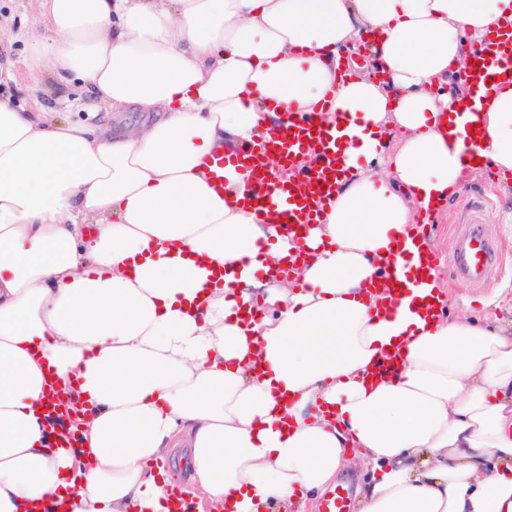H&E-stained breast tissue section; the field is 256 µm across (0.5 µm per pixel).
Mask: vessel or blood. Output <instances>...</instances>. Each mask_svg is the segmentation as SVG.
Returning <instances> with one entry per match:
<instances>
[{
    "mask_svg": "<svg viewBox=\"0 0 512 512\" xmlns=\"http://www.w3.org/2000/svg\"><path fill=\"white\" fill-rule=\"evenodd\" d=\"M475 62L476 77L484 82L498 76L499 72H512V29L491 39ZM348 136L343 121L326 126L318 120L316 113L293 112L288 116L287 130L270 133L263 147L288 159L307 148H316L313 164L300 173L297 181L288 184L268 181L259 154L248 148L228 156H214L212 178L215 184H222L225 167H234L251 188L250 195L243 199L244 206L265 214L278 224L293 228L311 224L315 221L318 205L330 200L336 189L341 172L339 145ZM498 250L499 243L487 225L474 218L459 225L448 253L431 247L421 248L413 239L405 241L402 254L417 274L409 277L396 267L388 271L391 285L385 290L386 313L392 316L405 313L407 295L415 289L425 290L429 285L427 271L442 266L449 267L471 287H481L494 271ZM320 512H351L347 489L339 486L329 491L321 501Z\"/></svg>",
    "mask_w": 512,
    "mask_h": 512,
    "instance_id": "b4317fda",
    "label": "vessel or blood"
}]
</instances>
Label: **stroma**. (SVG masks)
Returning a JSON list of instances; mask_svg holds the SVG:
<instances>
[{
	"label": "stroma",
	"instance_id": "obj_1",
	"mask_svg": "<svg viewBox=\"0 0 512 512\" xmlns=\"http://www.w3.org/2000/svg\"><path fill=\"white\" fill-rule=\"evenodd\" d=\"M0 25L9 31L0 38V63L9 66L8 74L0 77V93L30 112L76 116L78 101L87 97L82 82L63 80L51 72L33 69L30 63L29 43L45 32L39 0H0ZM507 185L500 174L485 172L450 198L445 219L429 227L430 245L447 250L454 226L474 210L502 239L504 248L498 257L502 273L482 288H471L449 273L444 276L453 287L448 309L490 323L512 320V194L507 192Z\"/></svg>",
	"mask_w": 512,
	"mask_h": 512
}]
</instances>
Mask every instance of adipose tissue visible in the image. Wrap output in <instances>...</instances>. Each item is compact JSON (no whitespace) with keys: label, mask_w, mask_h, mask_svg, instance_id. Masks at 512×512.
Segmentation results:
<instances>
[{"label":"adipose tissue","mask_w":512,"mask_h":512,"mask_svg":"<svg viewBox=\"0 0 512 512\" xmlns=\"http://www.w3.org/2000/svg\"><path fill=\"white\" fill-rule=\"evenodd\" d=\"M40 2L34 64L144 118L0 98V512H169L177 454L192 512H306L353 462L360 512H512V325L393 317L380 285L416 212L512 170V82L465 77L512 0ZM292 112L351 129L296 234L243 208L234 168L220 190L210 174ZM59 389L82 414L70 447Z\"/></svg>","instance_id":"obj_1"}]
</instances>
